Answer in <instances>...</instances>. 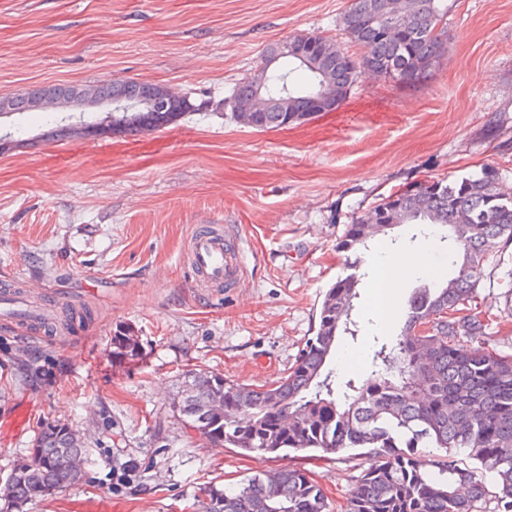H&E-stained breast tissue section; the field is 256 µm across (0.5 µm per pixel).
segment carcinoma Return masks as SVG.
I'll return each instance as SVG.
<instances>
[{
  "label": "carcinoma",
  "instance_id": "cac0c4a2",
  "mask_svg": "<svg viewBox=\"0 0 512 512\" xmlns=\"http://www.w3.org/2000/svg\"><path fill=\"white\" fill-rule=\"evenodd\" d=\"M384 0H350L343 30L360 45L359 57L342 54L316 59V66L293 57L273 60L270 48L253 73L238 82L229 104L262 90L266 111L257 128H284L320 112L314 98L325 94L327 110L345 101L360 69L373 65L399 81L427 75L449 52L445 0H411L397 35L387 37L356 20ZM143 81L110 78L80 86L64 85L73 96L83 89L108 97L135 112L112 113V133H135L148 123L165 128L203 105L184 94L170 112H149ZM498 170L485 166L476 175L453 181L413 182L382 198L349 225L338 249L347 253L350 273L324 294L319 321L288 373L269 385L253 387L220 375L194 372L184 380L173 413L205 441L244 452L280 456L313 450L334 455L362 449L370 464L354 477L342 512H480L491 498L497 512H512V354L486 347L488 319L478 309L477 286L484 264L512 243V197L497 192ZM381 211L387 223L416 224L419 232L440 225L454 268L415 288L395 341L373 351L372 370L360 384L340 392L330 368L336 342L354 335L366 246L362 221ZM91 317L87 308L47 313L37 329L70 331ZM112 356H142L138 337H112ZM88 461L77 431L55 421L40 423L27 459L0 486V512H20L27 503L75 485ZM198 512H332L323 489L305 468L282 467L222 488L203 490Z\"/></svg>",
  "mask_w": 512,
  "mask_h": 512
}]
</instances>
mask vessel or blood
Segmentation results:
<instances>
[{
    "instance_id": "vessel-or-blood-1",
    "label": "vessel or blood",
    "mask_w": 512,
    "mask_h": 512,
    "mask_svg": "<svg viewBox=\"0 0 512 512\" xmlns=\"http://www.w3.org/2000/svg\"><path fill=\"white\" fill-rule=\"evenodd\" d=\"M189 254L195 274L205 284L216 287L231 284L243 274L241 253L224 232L193 235Z\"/></svg>"
}]
</instances>
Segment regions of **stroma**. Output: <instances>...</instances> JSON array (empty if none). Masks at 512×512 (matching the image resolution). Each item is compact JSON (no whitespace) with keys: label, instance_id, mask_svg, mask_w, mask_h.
Listing matches in <instances>:
<instances>
[{"label":"stroma","instance_id":"1","mask_svg":"<svg viewBox=\"0 0 512 512\" xmlns=\"http://www.w3.org/2000/svg\"><path fill=\"white\" fill-rule=\"evenodd\" d=\"M450 51L413 83L359 74L343 106L284 129L260 130L219 108L265 50L297 32L345 45L349 0H0V96L42 84L105 77L190 93L207 111L162 130L100 140L44 139L45 112L0 118L25 139L0 154V289L32 285L53 306L89 307L73 333L48 336L0 317V481L24 457L43 419L88 445L74 487L26 512H196L203 488L284 466L309 469L343 505L365 456L275 458L214 448L172 412L189 372L246 385L277 380L318 323L327 288L345 275L336 249L349 224L381 198L429 177L484 165L512 197V0H447ZM223 225L244 254L231 288L200 287L189 241ZM357 337L342 336L331 367L362 382L375 339L394 340L413 276L376 312L375 273L363 264ZM512 245L484 265L477 289L488 345L512 354L503 287ZM129 330L143 355L112 356ZM41 354L40 381L23 383V347Z\"/></svg>","mask_w":512,"mask_h":512}]
</instances>
